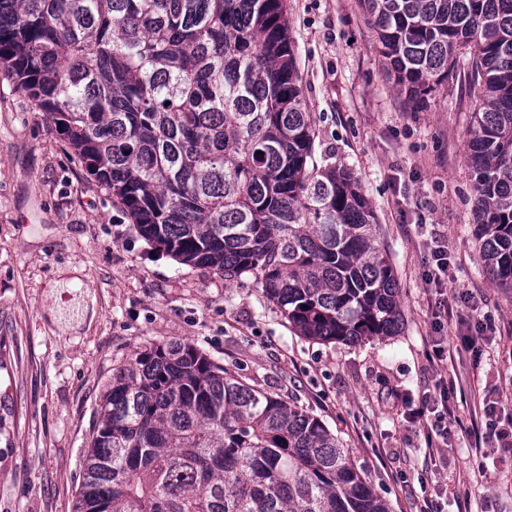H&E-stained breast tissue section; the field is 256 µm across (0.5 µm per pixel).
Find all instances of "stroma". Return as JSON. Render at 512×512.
Instances as JSON below:
<instances>
[{"mask_svg":"<svg viewBox=\"0 0 512 512\" xmlns=\"http://www.w3.org/2000/svg\"><path fill=\"white\" fill-rule=\"evenodd\" d=\"M287 5L314 159L351 169L372 204L400 335L306 340L252 277L227 281L154 248L0 75V512H75L113 372L170 340L322 420L391 512H512V448L485 437L487 419L512 423V288L488 276L473 236L475 100L461 76L420 105L399 94L359 0ZM437 240L453 273L441 293L426 282ZM65 266L81 275L61 298L95 311L72 329L53 318ZM441 378L444 439L409 421Z\"/></svg>","mask_w":512,"mask_h":512,"instance_id":"1","label":"stroma"}]
</instances>
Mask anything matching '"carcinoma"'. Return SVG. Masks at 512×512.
<instances>
[{"instance_id":"cac0c4a2","label":"carcinoma","mask_w":512,"mask_h":512,"mask_svg":"<svg viewBox=\"0 0 512 512\" xmlns=\"http://www.w3.org/2000/svg\"><path fill=\"white\" fill-rule=\"evenodd\" d=\"M421 103L457 74L479 255L512 288V0H360ZM0 65L138 233L319 343L400 329L354 173L311 163L287 0H0ZM79 512H389L319 419L170 341L112 374Z\"/></svg>"}]
</instances>
